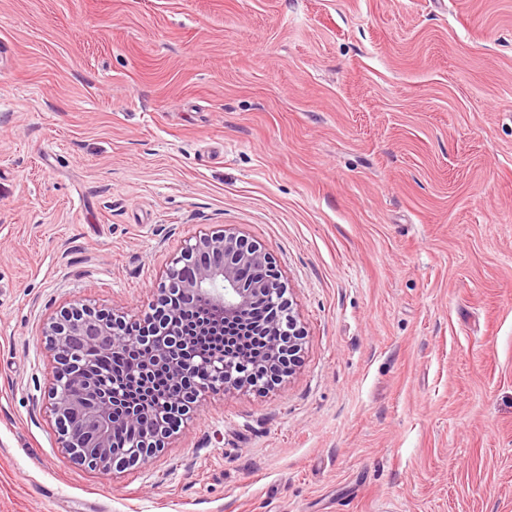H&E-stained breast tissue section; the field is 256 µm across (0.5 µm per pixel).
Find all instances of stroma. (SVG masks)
<instances>
[{
    "label": "stroma",
    "mask_w": 512,
    "mask_h": 512,
    "mask_svg": "<svg viewBox=\"0 0 512 512\" xmlns=\"http://www.w3.org/2000/svg\"><path fill=\"white\" fill-rule=\"evenodd\" d=\"M0 48V512H512V0H0ZM227 225L299 366L72 463L45 323Z\"/></svg>",
    "instance_id": "obj_1"
}]
</instances>
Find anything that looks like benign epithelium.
<instances>
[{"label":"benign epithelium","mask_w":512,"mask_h":512,"mask_svg":"<svg viewBox=\"0 0 512 512\" xmlns=\"http://www.w3.org/2000/svg\"><path fill=\"white\" fill-rule=\"evenodd\" d=\"M202 302L239 321L265 306L270 317L252 327L251 335L268 342L255 360L226 358L213 376L197 377L194 345L182 333L180 318ZM43 336L55 363L45 401L58 447L74 463L102 472L148 463L175 434L168 425L174 412L187 415L205 397L227 389L263 390L281 383L301 362L306 339L269 253L229 229L204 232L186 245L139 321L75 304L46 323ZM111 351L136 355V371L112 377L101 372L94 354ZM158 368L173 378L170 397L156 411L131 405L129 391L146 387ZM119 425L136 436L134 444H114L112 429Z\"/></svg>","instance_id":"obj_1"}]
</instances>
